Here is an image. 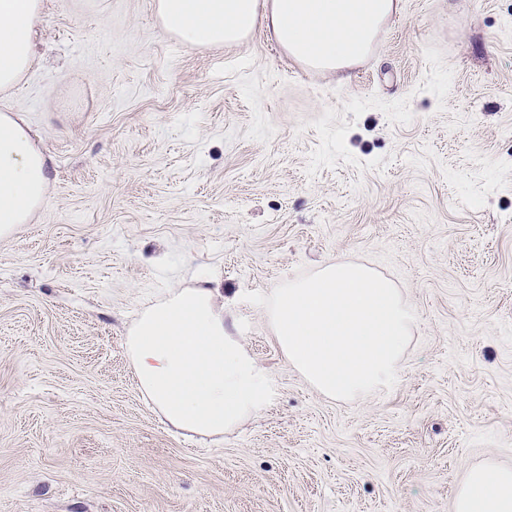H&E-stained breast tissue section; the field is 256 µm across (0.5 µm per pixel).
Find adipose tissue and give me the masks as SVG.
<instances>
[{
	"label": "adipose tissue",
	"instance_id": "adipose-tissue-1",
	"mask_svg": "<svg viewBox=\"0 0 512 512\" xmlns=\"http://www.w3.org/2000/svg\"><path fill=\"white\" fill-rule=\"evenodd\" d=\"M398 0H155L160 31L195 48L240 44L270 30L294 59L344 76ZM43 0H0V91L37 62L34 29ZM48 158L24 122L0 115V237L28 223L48 188ZM138 387L172 426L220 437L257 414L272 379L232 333L224 295L207 283L171 289L146 305L125 338ZM454 512H512V468L472 466Z\"/></svg>",
	"mask_w": 512,
	"mask_h": 512
}]
</instances>
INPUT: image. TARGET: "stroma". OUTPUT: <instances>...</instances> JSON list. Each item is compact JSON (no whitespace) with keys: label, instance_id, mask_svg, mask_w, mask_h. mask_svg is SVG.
I'll list each match as a JSON object with an SVG mask.
<instances>
[{"label":"stroma","instance_id":"35a3bbf8","mask_svg":"<svg viewBox=\"0 0 512 512\" xmlns=\"http://www.w3.org/2000/svg\"><path fill=\"white\" fill-rule=\"evenodd\" d=\"M38 56L0 92L50 158L0 237V512H453L468 466H512V0H401L346 80L261 28L176 44L154 0H43ZM340 257L416 314L396 386L349 402L242 299ZM206 278L273 381L220 441L124 347Z\"/></svg>","mask_w":512,"mask_h":512}]
</instances>
